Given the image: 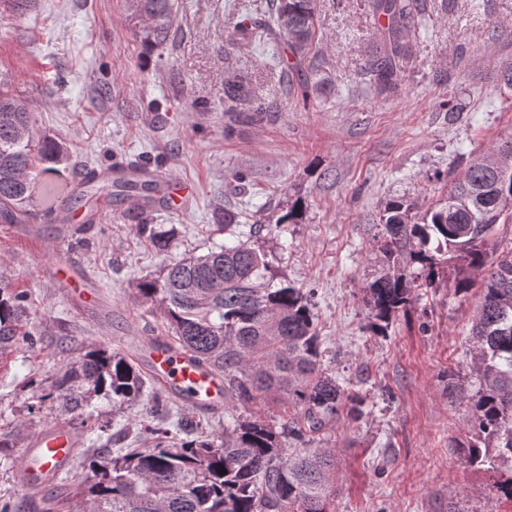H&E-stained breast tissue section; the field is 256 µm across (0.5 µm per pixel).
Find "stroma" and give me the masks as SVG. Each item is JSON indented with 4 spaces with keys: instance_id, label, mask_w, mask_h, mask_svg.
I'll return each instance as SVG.
<instances>
[{
    "instance_id": "obj_1",
    "label": "stroma",
    "mask_w": 512,
    "mask_h": 512,
    "mask_svg": "<svg viewBox=\"0 0 512 512\" xmlns=\"http://www.w3.org/2000/svg\"><path fill=\"white\" fill-rule=\"evenodd\" d=\"M269 19V0H174L169 41L145 48L129 0H31L24 15L0 0V84L24 99L39 136L58 142L69 175L82 169L151 161L190 183L180 212L156 208L147 223L172 234L168 251L140 237L138 218L116 200L102 223L74 235L81 266L103 287L106 313L81 319L43 277L58 227H41L39 252L0 228V280L28 293L36 346L0 356V495L16 512H39L41 494L23 488L16 459L53 424L75 427L97 452L94 422L112 419V447L145 448L140 404L93 400L83 417L47 400L71 357L97 347L137 358L147 339L170 338L160 311L136 296L138 281L171 262L230 242L215 204L231 201L240 232L262 219L253 244L278 278L313 292L322 364L364 399L360 415L327 426L336 453V512H512L496 498L493 474L467 467L450 440L468 433L463 406L448 396V375L478 388L467 337L479 287L461 292L463 272L442 262L432 287L392 318L384 334L367 330L359 296L378 264L376 239L386 202L404 198L418 212L443 202L465 157L512 140V88L500 62L512 59V0H427L409 39L401 86L386 96L361 78L377 26L364 0H320L316 43L289 70L279 45L231 46L243 12ZM237 73L271 107L251 124L224 114V76ZM463 107L449 120L439 105ZM248 177L234 194L236 174ZM301 199L298 223L277 225L288 200ZM251 232V231H250ZM157 420L192 417L200 431L242 414L189 408L156 394Z\"/></svg>"
}]
</instances>
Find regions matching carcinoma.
<instances>
[{"label":"carcinoma","instance_id":"cac0c4a2","mask_svg":"<svg viewBox=\"0 0 512 512\" xmlns=\"http://www.w3.org/2000/svg\"><path fill=\"white\" fill-rule=\"evenodd\" d=\"M131 2L133 14L147 18L143 45L166 44L173 0ZM274 2L270 34L283 37L300 64L315 46L318 0ZM366 3L379 23L380 49L366 58L364 75L379 93L391 94L424 0ZM268 111L236 74L225 75L224 112L258 123ZM67 169L62 147L36 136L25 103L0 90V220L22 224L28 215L38 217L31 203L53 195ZM121 188L149 197L165 191L154 180ZM414 209L402 198L385 204L377 240L381 267L361 288L367 329L383 331L414 300L419 279L432 285L437 253L446 251L482 274L469 336L480 384L473 393L454 387L455 400L467 408L471 436L449 447L465 465L495 473L496 460H512V249L487 270L484 244L502 218L512 217V146L469 158L444 205L427 209L419 220ZM136 229L154 249L168 250L171 236L150 224ZM275 279L266 254L239 240L179 260L163 275L141 279L136 289L168 321L174 347L224 377V400L247 408L272 397L296 416L276 426L252 411L204 439L194 437L198 424L187 417L176 423L182 438L147 425L153 447L109 449L90 461L81 512H335L336 454L315 445L316 435L340 410L359 411L363 399L321 368L313 292ZM25 302L23 294L0 287V355L22 337L28 347L35 344L32 335H21ZM145 388V373L132 358L100 348L71 361L47 397L78 417L98 397L119 408L140 401L148 416L154 407L144 401ZM290 438L302 447H286Z\"/></svg>","mask_w":512,"mask_h":512}]
</instances>
